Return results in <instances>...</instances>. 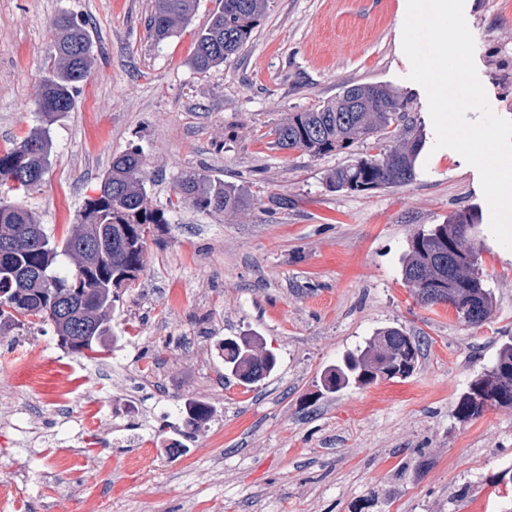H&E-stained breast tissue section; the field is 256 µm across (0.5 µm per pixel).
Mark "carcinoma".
I'll return each mask as SVG.
<instances>
[{"label":"carcinoma","mask_w":512,"mask_h":512,"mask_svg":"<svg viewBox=\"0 0 512 512\" xmlns=\"http://www.w3.org/2000/svg\"><path fill=\"white\" fill-rule=\"evenodd\" d=\"M267 0H224L195 39L193 65L207 71L224 64L250 41L265 11ZM198 0H155L148 26L156 41L175 36L189 24ZM56 64L41 84L36 108L41 124L27 136L0 152V187L12 198L0 197V332L49 322L60 345L76 354L95 355L109 348L111 313L119 297L114 281L132 287L143 271L146 236L168 223L165 212L148 206L146 163L138 150L112 158L104 173L99 194L87 199L79 224L55 243L25 199L38 189L33 178H44L53 152L51 126L73 110L77 85L89 76L93 53L85 22L62 13L51 22ZM356 100L357 111L349 103ZM402 94L386 85L359 83L316 109L290 112L269 135L282 150H302L313 156L345 150L357 139L382 143L396 136L402 143L340 167L328 177L336 191L401 187L415 177L422 137L405 126L396 133L393 125L406 119ZM180 204L215 213L236 211L245 197L221 180L195 174L178 183ZM479 217L458 211L443 224L417 233L409 242L403 277L426 306L448 305L469 324L486 323L493 299L479 271V253L470 230ZM74 260L75 269L59 270L60 258ZM256 339L243 336L224 339V370L243 385H252L271 373L274 354L254 352ZM425 341L402 327H386L366 346L344 356L321 379L336 393L350 385L367 386L379 379L405 378L410 372L401 364L417 362ZM494 406H512V339L500 345L492 368L477 375L454 408L456 418H477Z\"/></svg>","instance_id":"1"}]
</instances>
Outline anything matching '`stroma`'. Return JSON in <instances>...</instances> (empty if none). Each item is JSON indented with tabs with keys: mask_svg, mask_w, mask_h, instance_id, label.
Instances as JSON below:
<instances>
[{
	"mask_svg": "<svg viewBox=\"0 0 512 512\" xmlns=\"http://www.w3.org/2000/svg\"><path fill=\"white\" fill-rule=\"evenodd\" d=\"M219 5L200 0L158 42L147 26L154 0H0V149L39 123L52 20L86 18L94 42L91 77L52 125V163L28 199L46 231L65 236L113 157L135 147L148 204L168 218L115 304L108 358L63 349L46 324L0 334V512H512V407L453 415L512 337V250L490 230L478 171L435 146L402 48L407 0H267L244 49L201 72L195 35ZM464 13L493 111L512 120V0H465ZM353 83L407 98L424 141L410 184L329 188L333 170L374 154L369 139L321 156L275 145L270 131L288 113ZM189 172L233 185L247 206L178 204ZM463 208L480 216L493 294L481 326L421 305L402 276L412 237ZM389 326L425 339L413 374L325 392L324 371ZM240 336L277 358L250 386L224 370L221 346ZM61 377L73 384L66 418ZM98 381L93 403L82 389ZM188 401L209 412L189 436ZM132 403L142 427L119 417Z\"/></svg>",
	"mask_w": 512,
	"mask_h": 512,
	"instance_id": "35a3bbf8",
	"label": "stroma"
}]
</instances>
